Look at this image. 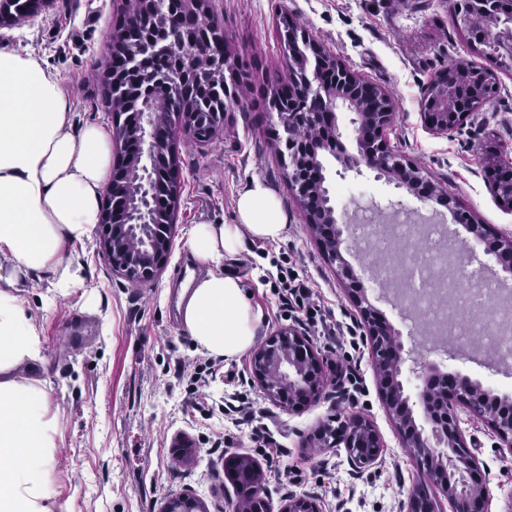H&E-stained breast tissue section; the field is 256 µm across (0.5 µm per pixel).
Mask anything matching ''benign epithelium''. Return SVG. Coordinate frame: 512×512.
Segmentation results:
<instances>
[{
  "mask_svg": "<svg viewBox=\"0 0 512 512\" xmlns=\"http://www.w3.org/2000/svg\"><path fill=\"white\" fill-rule=\"evenodd\" d=\"M474 12L469 30L492 28L496 33L497 53L489 58L481 71H471L462 64H453L442 70L425 89L423 118L434 133L446 135L460 129L471 111L485 102L480 93L483 84H493L496 71L512 64V8L501 0H472ZM203 9V0H176L175 18L194 14ZM292 32L288 50L297 62L293 82L299 96L308 105L318 109V122H333L336 110L344 106L355 114L356 153L344 157L347 168L365 165L380 175H388L399 187L416 192L423 201L437 200L452 212L457 222L475 241L485 237L487 228L460 210L456 199L430 181L416 164L405 160L386 146L383 133L391 124L393 103L377 85L364 81L352 73L342 61L311 42L305 32L288 22ZM224 59L234 64L225 71V92L230 97L241 81V67L247 59L224 44ZM457 103L459 112L448 111V102ZM229 103L213 113L214 124L206 134L197 132L191 123V114L184 120L158 133L154 112L131 114L116 128L121 162L118 175L139 187L136 201L121 207L112 204V211H103L99 222V244L112 269L129 279L158 277L167 262L174 237V211L180 196V165L173 137L180 132L184 137L204 142L223 126ZM280 144L287 149L288 184L295 191L306 212L315 237L324 255L340 269L346 285L355 299L360 314L370 328L375 356V369L380 392L387 412L398 424L403 446L423 464L428 476L440 487L451 504L452 512H487L486 490L480 477L479 460L469 449L460 427L459 413L476 416L480 404L490 402L482 387L466 377L449 375L440 370L424 378L418 392L428 421L432 424L437 444L448 449L444 453L432 446L418 428L408 397L404 396L400 380L403 356L401 344L394 343L391 329L376 322V310L368 299L359 294L358 277L342 252L343 230L338 225L334 208L329 205L325 186L313 181L302 183L296 172L302 163L312 164L306 156L307 144L296 135L301 124V113H277ZM495 189L502 201L512 206V163L497 168ZM148 231L147 243L140 251H129L120 245L124 237ZM493 255L502 270L512 277V235L498 239ZM252 371L260 388L271 401L283 408L307 403L321 394L322 370L320 359L309 340L295 329H281L272 334L252 356ZM487 417V423L498 438L512 449V401L507 399ZM318 447L332 444L346 449L350 465L360 470L378 457L380 437L374 426L359 417L351 418L349 425L336 432L331 439L325 430L314 435ZM279 512H323L314 496H290ZM408 512H442L437 499L423 496L414 490L410 494Z\"/></svg>",
  "mask_w": 512,
  "mask_h": 512,
  "instance_id": "1",
  "label": "benign epithelium"
}]
</instances>
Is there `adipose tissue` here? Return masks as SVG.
Segmentation results:
<instances>
[{
	"mask_svg": "<svg viewBox=\"0 0 512 512\" xmlns=\"http://www.w3.org/2000/svg\"><path fill=\"white\" fill-rule=\"evenodd\" d=\"M111 172L108 132L74 129L57 74L32 50L0 48V512H56L57 414L39 375L43 340L16 285L46 275L64 295L81 282L72 247L93 238ZM286 224L275 194L255 179L233 223L190 229L186 248L205 273L180 306L200 352L230 362L255 345L262 314L221 266L244 238L278 241Z\"/></svg>",
	"mask_w": 512,
	"mask_h": 512,
	"instance_id": "adipose-tissue-1",
	"label": "adipose tissue"
}]
</instances>
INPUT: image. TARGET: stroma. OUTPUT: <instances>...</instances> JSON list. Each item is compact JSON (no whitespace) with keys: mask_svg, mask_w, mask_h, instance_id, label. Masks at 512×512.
Returning <instances> with one entry per match:
<instances>
[{"mask_svg":"<svg viewBox=\"0 0 512 512\" xmlns=\"http://www.w3.org/2000/svg\"><path fill=\"white\" fill-rule=\"evenodd\" d=\"M231 48L248 56L253 67L239 106L225 117L209 142L178 144L181 194L175 213L170 258L151 282H133L113 271L97 241L75 245L83 282L64 296L48 279H21L17 290L38 326L44 345V370L58 414L60 451L54 465L58 512H163L175 495L199 497L208 512H234L238 495L224 474V460L250 457L260 470L262 495L278 512L292 494L318 497L324 512H406L417 489L439 494L382 402L370 336L359 309L335 266L323 256L306 216L285 177L286 164L275 140V119L256 106L272 75L288 72V49L279 31L289 15L323 50L365 80L382 87L395 104L385 131L388 147L422 166L429 179L455 195L462 210L491 233L477 248L480 272L462 267L464 287H476L487 300L486 321L498 318L512 298L499 292L506 274L492 251L498 236L512 233V208L495 194L488 169L512 159V69L497 73L494 94L471 114L460 130L438 135L427 129L422 108L425 88L453 62L484 64L478 47L458 28L448 0H206ZM125 0H43L38 13L0 28V47H26L48 63L72 102L75 128L96 123L113 129L104 106L113 27L124 15ZM331 202L337 215L352 216L357 203L400 201L413 222L433 218L448 228L446 249L465 254L466 230L436 202H422L408 189L369 169H345L321 152ZM260 179L278 197L288 217L278 242L245 239L253 269L224 259V271L238 277L264 318L263 336L293 327L308 334L304 318H283L268 272L288 257L296 273L320 294L324 314L340 322L344 334L334 341L313 339L327 380L320 397L298 410L266 397L251 374V355L220 363L198 392L177 378L173 366L198 359L192 339L180 323L178 294L182 267L199 276L185 246L195 224L232 221L239 192ZM363 291L399 334L404 352L447 373L482 384L491 394L512 396V360L500 363L480 348L451 360L441 340H428L400 307L376 284L385 260L354 252L348 257ZM255 399L260 410L252 425L233 426L224 415L233 394ZM368 420L382 448L362 471L349 465L342 446L314 447L316 430L341 427L350 417ZM460 426L475 444L488 491V512H512V450L481 419L462 416ZM263 442H255V433ZM191 457L178 458L180 442ZM284 449L282 457L264 455V447ZM297 484H289L287 476Z\"/></svg>","mask_w":512,"mask_h":512,"instance_id":"35a3bbf8","label":"stroma"}]
</instances>
